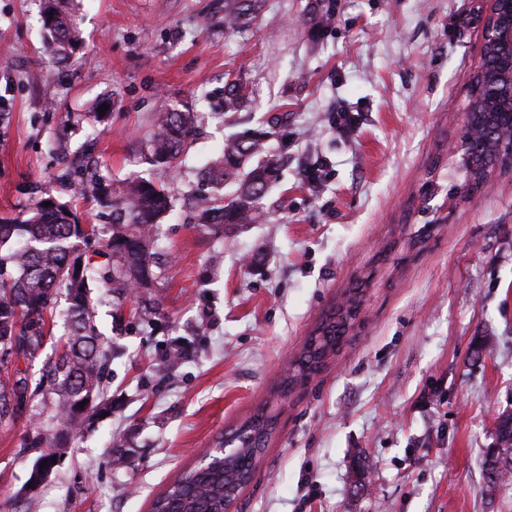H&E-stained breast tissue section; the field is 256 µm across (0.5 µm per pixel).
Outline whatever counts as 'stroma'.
<instances>
[{
  "mask_svg": "<svg viewBox=\"0 0 512 512\" xmlns=\"http://www.w3.org/2000/svg\"><path fill=\"white\" fill-rule=\"evenodd\" d=\"M44 4L0 0V215L67 197L70 171L164 184L174 209L156 247L154 322L138 298L93 289L118 352L104 377L112 411L33 489L50 433L38 379L61 320L34 361L0 362V381L28 378L25 405L0 425V512H150L261 409L275 426L236 512H512V483L487 494L482 468L512 412V169L467 194L449 152L483 46L482 0H260L236 28L224 0H63L77 41L62 60L45 50ZM233 77L251 91L239 112L224 109ZM172 108L198 113L197 135L156 167L150 140ZM346 111L360 119L350 135L332 123ZM254 130L271 131L280 163L262 220L200 225L194 173L225 137ZM319 164L313 188L305 175ZM356 288L363 324L314 378L282 389ZM486 336L492 347L474 356ZM119 453L126 465L110 467Z\"/></svg>",
  "mask_w": 512,
  "mask_h": 512,
  "instance_id": "obj_1",
  "label": "stroma"
}]
</instances>
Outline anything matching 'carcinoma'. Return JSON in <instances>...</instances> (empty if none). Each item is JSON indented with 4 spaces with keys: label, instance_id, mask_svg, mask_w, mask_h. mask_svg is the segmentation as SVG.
I'll use <instances>...</instances> for the list:
<instances>
[{
    "label": "carcinoma",
    "instance_id": "1",
    "mask_svg": "<svg viewBox=\"0 0 512 512\" xmlns=\"http://www.w3.org/2000/svg\"><path fill=\"white\" fill-rule=\"evenodd\" d=\"M257 0H224V16L236 25L254 12ZM54 26L45 29L46 49L55 57H65L75 41L69 15L53 8ZM248 101L247 86L239 79L224 85V111L237 112ZM195 114L172 109L163 113L150 145L149 160L169 166L187 151L195 136ZM267 135L260 133L224 140L222 156L200 169V180L222 187L236 186L235 195H201L195 199L199 221L204 226L252 224L260 217L259 200L268 188L275 159L266 147ZM72 197L63 201L52 195L40 198L34 207L13 217H0V355L23 351L36 358L42 346L45 316L53 295L65 290L68 334L62 351L40 382L52 395L51 421L54 433L46 439L40 463L31 470L29 481L36 486L41 472L53 466L70 434L86 418L101 408L103 377L112 351L101 340L95 305L88 296L89 282L96 281L121 294L131 288L150 290L154 248L163 233L161 220L172 210L169 190L151 180L134 176L112 186L102 180H74ZM93 198L112 209V223L98 228L81 222L75 202ZM105 233L109 256L107 267L90 265L78 249V242ZM345 313L330 315L308 339L295 373L286 385L319 370L326 354L346 333ZM27 381L0 386V424L13 419L14 411L26 400ZM85 405H80V402ZM272 417L262 411L230 431L228 453L223 468L205 470L196 465L181 475L159 495L152 512H224V486L251 477L254 457L270 435ZM495 438L503 448L496 458H483L488 474V494L512 474V414L498 417ZM219 441L209 453L224 447Z\"/></svg>",
    "mask_w": 512,
    "mask_h": 512
}]
</instances>
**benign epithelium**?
Wrapping results in <instances>:
<instances>
[{"label": "benign epithelium", "instance_id": "7a95c632", "mask_svg": "<svg viewBox=\"0 0 512 512\" xmlns=\"http://www.w3.org/2000/svg\"><path fill=\"white\" fill-rule=\"evenodd\" d=\"M489 9L485 21L484 47L474 71L475 90L463 112L462 131L450 147L457 158V171L466 178L461 189L469 187L470 172L477 161L489 174L487 155L469 149L477 131H483L487 151L495 154L507 150L504 165L512 162V141L497 139L501 126H512V0H487Z\"/></svg>", "mask_w": 512, "mask_h": 512}]
</instances>
